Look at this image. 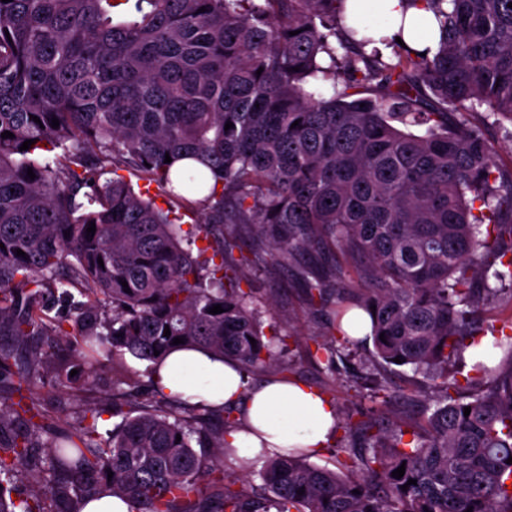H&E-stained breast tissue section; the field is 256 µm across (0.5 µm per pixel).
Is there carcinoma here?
I'll use <instances>...</instances> for the list:
<instances>
[{
    "instance_id": "obj_1",
    "label": "carcinoma",
    "mask_w": 512,
    "mask_h": 512,
    "mask_svg": "<svg viewBox=\"0 0 512 512\" xmlns=\"http://www.w3.org/2000/svg\"><path fill=\"white\" fill-rule=\"evenodd\" d=\"M429 2L437 51L387 42L386 60L345 35V0H0V389L19 396L0 399V512H77L106 489L128 512H512V345L456 379L478 308L512 304V170L487 134L512 123V0ZM58 148L65 162L45 161ZM123 171L190 199L198 255ZM267 247L332 330L313 356L335 366L363 310L373 356L424 375L433 406L401 424L357 412L340 472L303 448L258 470L226 462L232 407L152 379L135 396L120 374L123 420L101 436L105 361L153 366L180 337L284 372L290 334L265 341L242 288ZM59 389L84 414L36 458L38 392ZM34 468L45 484L9 496Z\"/></svg>"
}]
</instances>
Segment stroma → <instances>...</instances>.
I'll use <instances>...</instances> for the list:
<instances>
[{"mask_svg":"<svg viewBox=\"0 0 512 512\" xmlns=\"http://www.w3.org/2000/svg\"><path fill=\"white\" fill-rule=\"evenodd\" d=\"M251 287L266 335L282 331L289 323L298 330L297 336L287 339L278 354L280 366L291 368L293 378L314 388L334 389L339 418H346L360 409L379 407L380 401L374 396L377 369L371 363L368 343H360L333 368L309 357L311 338L320 333L324 319L305 305L302 286L294 272L284 270L273 261H265L253 277ZM386 376L406 393L405 399L389 405L388 417H418L424 403L432 398V391L423 377L414 374L411 368L396 366L388 367Z\"/></svg>","mask_w":512,"mask_h":512,"instance_id":"35a3bbf8","label":"stroma"}]
</instances>
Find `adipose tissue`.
I'll return each mask as SVG.
<instances>
[{
	"label": "adipose tissue",
	"instance_id": "obj_1",
	"mask_svg": "<svg viewBox=\"0 0 512 512\" xmlns=\"http://www.w3.org/2000/svg\"><path fill=\"white\" fill-rule=\"evenodd\" d=\"M345 16L347 25L371 26L375 38H399L417 52L437 50L441 39L429 0H346ZM155 380L164 393L191 404L241 405L244 425L225 437L238 458H252L264 450L318 451L336 431V408L316 389L278 376L246 389L235 364L201 348L171 352L159 364Z\"/></svg>",
	"mask_w": 512,
	"mask_h": 512
}]
</instances>
